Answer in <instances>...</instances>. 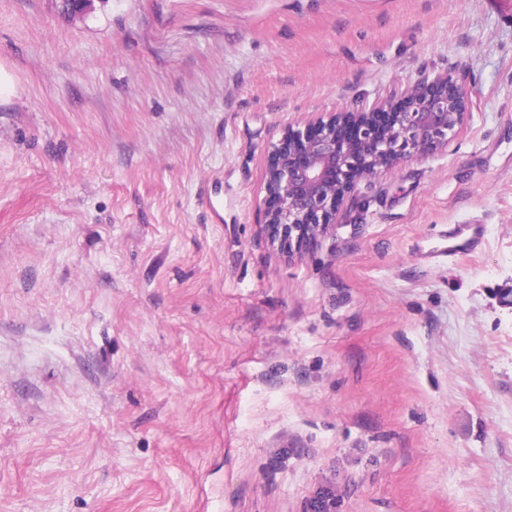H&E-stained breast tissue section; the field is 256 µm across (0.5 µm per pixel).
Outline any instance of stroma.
<instances>
[{
    "instance_id": "stroma-1",
    "label": "stroma",
    "mask_w": 512,
    "mask_h": 512,
    "mask_svg": "<svg viewBox=\"0 0 512 512\" xmlns=\"http://www.w3.org/2000/svg\"><path fill=\"white\" fill-rule=\"evenodd\" d=\"M0 69V512H512V0H0ZM443 73L272 247L284 128ZM467 109L463 87L441 74L367 112L288 125L271 144L265 171L260 222L272 244L289 252L316 241L358 182L447 147Z\"/></svg>"
}]
</instances>
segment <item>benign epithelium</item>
<instances>
[{
	"label": "benign epithelium",
	"mask_w": 512,
	"mask_h": 512,
	"mask_svg": "<svg viewBox=\"0 0 512 512\" xmlns=\"http://www.w3.org/2000/svg\"><path fill=\"white\" fill-rule=\"evenodd\" d=\"M467 95L450 74L408 85L367 112H337L286 127L269 148L260 223L289 251L316 241L362 180L448 146L464 123Z\"/></svg>",
	"instance_id": "1"
}]
</instances>
